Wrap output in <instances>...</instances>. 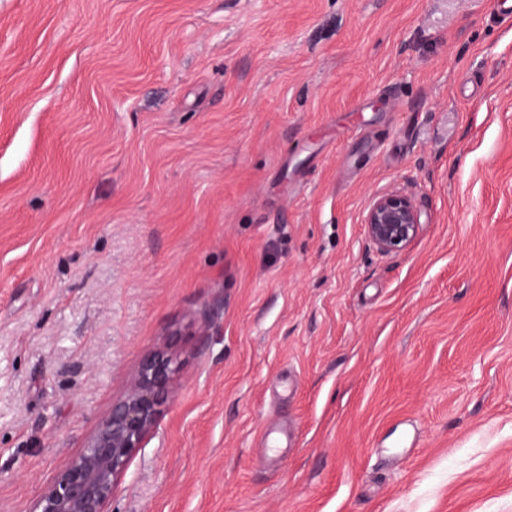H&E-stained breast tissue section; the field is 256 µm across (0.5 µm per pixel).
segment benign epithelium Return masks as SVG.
<instances>
[{
  "instance_id": "1",
  "label": "benign epithelium",
  "mask_w": 512,
  "mask_h": 512,
  "mask_svg": "<svg viewBox=\"0 0 512 512\" xmlns=\"http://www.w3.org/2000/svg\"><path fill=\"white\" fill-rule=\"evenodd\" d=\"M363 224L366 237L379 251L402 252L422 230L421 207L412 196L389 191L370 202ZM179 369L173 341L149 350L126 392L112 401L109 414L44 488L32 512H108L118 483L171 398Z\"/></svg>"
}]
</instances>
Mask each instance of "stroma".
Instances as JSON below:
<instances>
[{"mask_svg":"<svg viewBox=\"0 0 512 512\" xmlns=\"http://www.w3.org/2000/svg\"><path fill=\"white\" fill-rule=\"evenodd\" d=\"M490 4L0 0V512L176 329L108 512H512ZM394 189L423 231L385 255L362 217Z\"/></svg>","mask_w":512,"mask_h":512,"instance_id":"stroma-1","label":"stroma"}]
</instances>
